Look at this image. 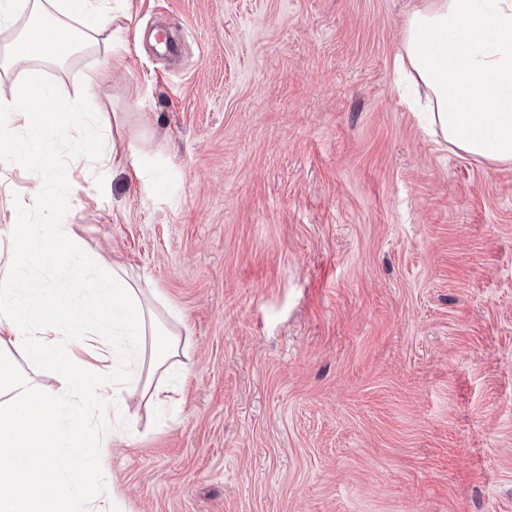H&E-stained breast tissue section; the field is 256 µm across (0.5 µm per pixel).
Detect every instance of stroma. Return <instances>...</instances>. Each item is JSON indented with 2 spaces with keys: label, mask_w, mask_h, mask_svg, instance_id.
Instances as JSON below:
<instances>
[{
  "label": "stroma",
  "mask_w": 512,
  "mask_h": 512,
  "mask_svg": "<svg viewBox=\"0 0 512 512\" xmlns=\"http://www.w3.org/2000/svg\"><path fill=\"white\" fill-rule=\"evenodd\" d=\"M419 0H130L124 46L44 77L117 114L125 167L0 168V225L56 223L146 280L186 340L172 419L137 385L122 512H512V163L437 142L402 95Z\"/></svg>",
  "instance_id": "stroma-1"
}]
</instances>
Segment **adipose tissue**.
Returning a JSON list of instances; mask_svg holds the SVG:
<instances>
[{
	"mask_svg": "<svg viewBox=\"0 0 512 512\" xmlns=\"http://www.w3.org/2000/svg\"><path fill=\"white\" fill-rule=\"evenodd\" d=\"M111 0H0V75L22 70V80L0 94V159L35 166L37 181L56 178L57 142L68 116L94 128L99 166L121 165V136L103 113L86 111L76 98L60 97L41 74L64 67L77 55L111 54L121 46ZM399 68L423 85L416 110L445 143L476 158L512 162V0H425L405 19ZM74 252L65 224H9L0 228V512H115L111 497L79 499L91 467L62 466L76 449L106 447L113 428L132 429L122 410L130 380L120 363L147 365L143 393L157 409L172 402V390L156 385L181 351L179 334L168 329L146 301L139 283L119 271L84 265L73 292L45 288L33 298L26 258L43 268L64 265ZM23 353L29 369L14 360ZM60 377L57 391L44 390L36 369ZM82 413L71 412V403ZM98 413L90 428L84 411Z\"/></svg>",
	"mask_w": 512,
	"mask_h": 512,
	"instance_id": "adipose-tissue-1",
	"label": "adipose tissue"
}]
</instances>
